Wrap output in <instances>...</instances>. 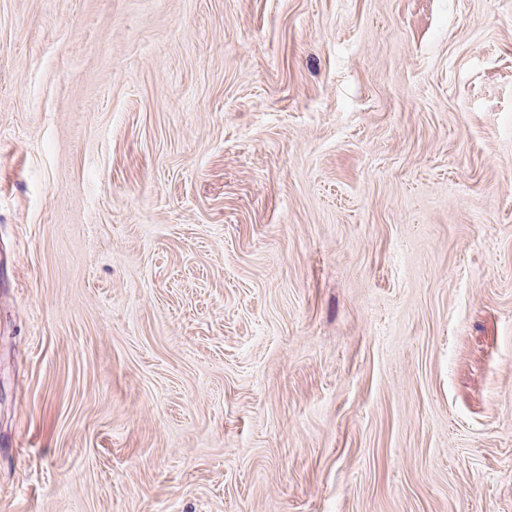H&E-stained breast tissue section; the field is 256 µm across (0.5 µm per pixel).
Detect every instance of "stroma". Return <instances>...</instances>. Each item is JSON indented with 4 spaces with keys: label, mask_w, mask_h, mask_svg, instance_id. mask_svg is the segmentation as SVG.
I'll list each match as a JSON object with an SVG mask.
<instances>
[{
    "label": "stroma",
    "mask_w": 512,
    "mask_h": 512,
    "mask_svg": "<svg viewBox=\"0 0 512 512\" xmlns=\"http://www.w3.org/2000/svg\"><path fill=\"white\" fill-rule=\"evenodd\" d=\"M0 512H512V0H0Z\"/></svg>",
    "instance_id": "stroma-1"
}]
</instances>
